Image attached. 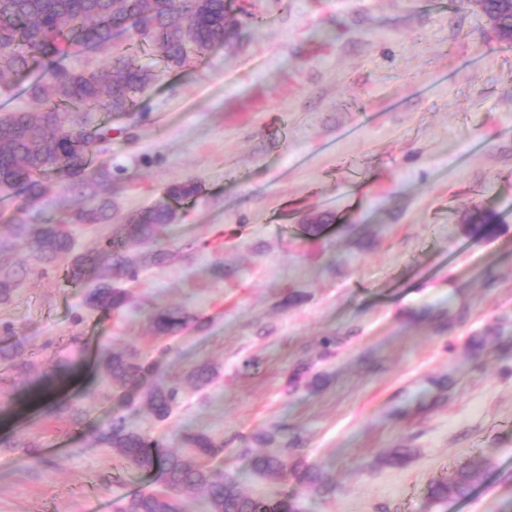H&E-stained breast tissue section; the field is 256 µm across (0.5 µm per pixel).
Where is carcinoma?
<instances>
[{
	"mask_svg": "<svg viewBox=\"0 0 512 512\" xmlns=\"http://www.w3.org/2000/svg\"><path fill=\"white\" fill-rule=\"evenodd\" d=\"M483 8L495 21L497 37L511 43L512 0H483ZM236 26L227 0H0V87L9 86L13 77L28 72L37 61L50 65L26 88L38 109L0 116V187L18 189L27 197L7 235L0 236V257L23 248L46 269L66 258L65 276L76 285L90 270L101 268L103 274L88 291L86 304L106 314L122 309L129 293L112 286V271L133 280L142 260L121 252L118 245L135 248L155 241L173 223L176 206L195 197L200 187L193 181L171 186L148 210L115 225L112 235L101 239L94 251L73 252L70 221L112 220V201L100 197L102 186L112 182V165L99 161L96 153L112 128L89 124L87 112L98 107L110 112L134 110V95L154 80V73L131 56L115 68L92 71H73L61 62L74 46L100 48L115 32L133 29L167 67H180ZM54 190L77 195L76 214L40 223L29 220L28 208L45 201ZM20 277V270L0 263L1 303L9 301ZM192 320L180 307H164L152 315L159 336L174 335ZM95 362L117 384L121 403L143 399L157 421L169 419L180 384L157 379L158 361L104 342L96 350ZM82 413L71 402H57L51 410L54 417L73 421ZM95 440L105 448L119 449L122 464L155 470L163 479L160 490L119 500L116 512H183L181 493L190 488L205 491L210 512H299L287 496L243 495L234 475L208 466L207 461L224 453V444L205 433L187 431L179 436L190 454L186 458L164 451L163 440L131 430L124 417L115 414ZM252 465L261 474L287 468L286 461L273 456H257ZM479 477L478 470L459 465L448 480L431 487L430 497L438 502L466 497Z\"/></svg>",
	"mask_w": 512,
	"mask_h": 512,
	"instance_id": "1",
	"label": "carcinoma"
}]
</instances>
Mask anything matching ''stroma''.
<instances>
[{
  "instance_id": "35a3bbf8",
  "label": "stroma",
  "mask_w": 512,
  "mask_h": 512,
  "mask_svg": "<svg viewBox=\"0 0 512 512\" xmlns=\"http://www.w3.org/2000/svg\"><path fill=\"white\" fill-rule=\"evenodd\" d=\"M230 5L236 30L185 66L131 32L66 61L125 53L156 74L134 111L92 114L112 129V221L75 225V252L173 184L201 192L155 242L167 260L117 280L130 301L114 314L86 305L66 260L44 272L12 253L23 278L0 303V348L51 381L17 404L23 379L0 365V512H114L145 490L146 472L93 439L116 410L146 436L223 442L245 495L303 512H512V43L464 0ZM160 306L195 317L164 354ZM104 341L181 383L167 422L109 399ZM201 365L215 378L198 389L186 377ZM57 399L80 423L50 416ZM258 455L288 467L253 472ZM463 462L473 491L433 502Z\"/></svg>"
}]
</instances>
